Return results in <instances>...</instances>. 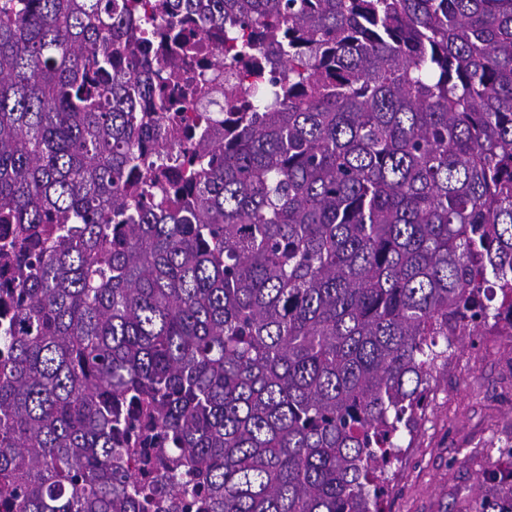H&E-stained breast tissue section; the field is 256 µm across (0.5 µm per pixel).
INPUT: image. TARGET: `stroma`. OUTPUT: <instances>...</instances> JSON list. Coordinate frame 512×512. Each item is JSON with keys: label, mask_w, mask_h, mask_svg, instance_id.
<instances>
[{"label": "stroma", "mask_w": 512, "mask_h": 512, "mask_svg": "<svg viewBox=\"0 0 512 512\" xmlns=\"http://www.w3.org/2000/svg\"><path fill=\"white\" fill-rule=\"evenodd\" d=\"M512 440V336L489 327L452 348L434 398L392 467L385 512H484L498 441Z\"/></svg>", "instance_id": "35a3bbf8"}]
</instances>
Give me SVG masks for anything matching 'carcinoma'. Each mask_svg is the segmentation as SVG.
Masks as SVG:
<instances>
[{
    "label": "carcinoma",
    "instance_id": "cac0c4a2",
    "mask_svg": "<svg viewBox=\"0 0 512 512\" xmlns=\"http://www.w3.org/2000/svg\"><path fill=\"white\" fill-rule=\"evenodd\" d=\"M141 4L0 0V505L383 512L512 336V0ZM144 15L224 27V109Z\"/></svg>",
    "mask_w": 512,
    "mask_h": 512
}]
</instances>
